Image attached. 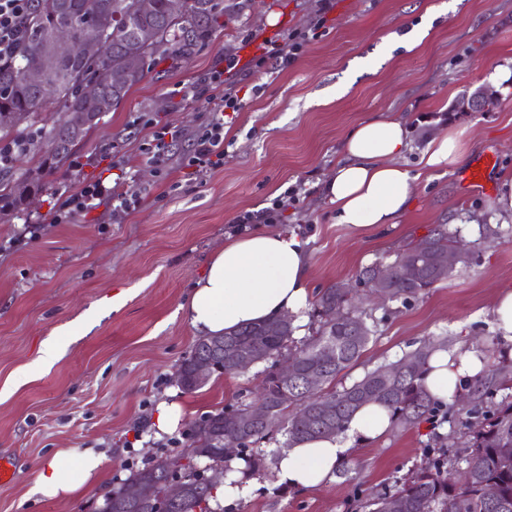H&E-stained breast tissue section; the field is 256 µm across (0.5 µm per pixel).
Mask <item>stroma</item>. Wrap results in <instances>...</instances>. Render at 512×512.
<instances>
[{"mask_svg": "<svg viewBox=\"0 0 512 512\" xmlns=\"http://www.w3.org/2000/svg\"><path fill=\"white\" fill-rule=\"evenodd\" d=\"M223 26L191 58L152 67L123 102L78 143L23 218L0 223V457L12 458L16 477L0 483V512H93L106 491L47 500L33 495L41 465L60 457L75 471L81 453H104L102 478L119 486L129 464H143L208 412L237 404L242 390H256L258 367L211 377L193 393L175 376L197 339L182 307L209 257L231 235L239 215L271 207L288 188L298 203L276 229L308 238L313 292L354 283L360 269L393 257L403 245L447 225L470 244L472 257L453 276L409 304L363 305L376 333L337 386L396 361L420 344L478 345L489 357L480 393L466 391V407L487 412L512 401V361L502 354L491 307L512 289V218L490 208L500 179L512 175V78L497 84V106L460 112L458 100L492 83L496 66L512 58V0H220ZM433 15L429 35L416 47L389 49L387 38ZM308 33L288 66L267 60L256 67L268 41ZM235 69H227L228 58ZM224 70V81L242 101L224 119V165L189 174L180 158L207 118V104L176 105L174 94L202 75ZM173 124L184 136L163 166L145 162L141 145L150 128L134 125L137 113ZM402 113L410 149L404 164L419 175L407 212L396 227L362 236L336 223L315 182L336 165L346 135L359 122ZM456 127L464 154L453 168L427 169L429 141ZM112 152L125 158L134 183L150 195L120 221L100 207L75 224L55 223L58 194L86 182H115L107 164L88 156ZM484 169L485 189L467 183L470 167ZM38 222L37 237L18 240L23 223ZM122 294L116 311L101 299ZM66 335L58 360L38 361L45 340ZM179 404L167 433L152 427L160 400ZM446 405L412 428L395 426L377 442L358 447L335 481L303 493L273 484L233 502L224 512H366L371 498L395 491L432 460L453 463L467 453V439Z\"/></svg>", "mask_w": 512, "mask_h": 512, "instance_id": "obj_1", "label": "stroma"}]
</instances>
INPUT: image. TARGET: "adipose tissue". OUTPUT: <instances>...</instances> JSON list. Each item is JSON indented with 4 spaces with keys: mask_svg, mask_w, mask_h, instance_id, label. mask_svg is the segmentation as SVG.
<instances>
[{
    "mask_svg": "<svg viewBox=\"0 0 512 512\" xmlns=\"http://www.w3.org/2000/svg\"><path fill=\"white\" fill-rule=\"evenodd\" d=\"M406 148L405 121L397 113L363 121L347 135L335 170L317 184L336 223L369 234L397 225L417 181L416 174L400 162ZM310 291L305 240L292 233L257 229L226 240L211 255L183 310L201 336H221L284 315L301 329L307 322ZM486 365L487 357L479 348H439L428 358L423 384L432 397L451 403L484 374ZM393 424L389 410L366 403L342 434L299 440L282 450L271 466L272 482L293 491L330 482L357 446L377 441ZM102 464V456L88 450L78 471L69 475L59 459H50L41 466L32 492L44 499L76 493L94 485Z\"/></svg>",
    "mask_w": 512,
    "mask_h": 512,
    "instance_id": "1",
    "label": "adipose tissue"
}]
</instances>
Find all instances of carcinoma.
Here are the masks:
<instances>
[{"label": "carcinoma", "mask_w": 512, "mask_h": 512, "mask_svg": "<svg viewBox=\"0 0 512 512\" xmlns=\"http://www.w3.org/2000/svg\"><path fill=\"white\" fill-rule=\"evenodd\" d=\"M45 2L33 0L13 55L0 62V142L16 146L12 160L0 166V218L4 220L21 211L29 190L41 193L48 185L46 181L28 183V172L17 168L16 162L25 157L35 159L37 168L48 177L64 164L75 144L63 129L39 126L46 100L25 78L27 70L40 62L39 32L64 26L77 45L84 30L83 18L92 13L97 17L100 33L109 42L105 56L99 60L76 48L55 65L53 101L62 111L71 112L79 106L82 81L123 59L140 27L148 26L156 35V51L149 61L185 59L212 34L213 22L223 13L214 0H183L182 11L176 18L168 13L167 0H149L150 10L140 16L130 13L127 0H66L68 9L63 12L44 8ZM426 240L432 244L431 254L420 253L413 245L396 253L390 261L393 276L388 301L406 304L447 279L434 265L433 255L455 249L463 240L443 227L430 230ZM413 263L419 264L420 269L416 278L407 281L401 277V271ZM294 333L291 324L280 330L257 324L224 334L223 374L238 373L234 369L236 357H265L259 401L271 416V423L257 419L249 428L241 427L240 415L250 412L256 406L254 401L208 412L184 433V451L163 453L141 468H131L129 481L145 475L166 481L179 471L187 478V491L174 512H215L211 502L217 498L218 487L193 474V470L201 462L223 460L219 447L223 435H235L239 440V457L254 464L256 458L247 454L248 447L272 432L281 433L287 446L304 437L336 435L345 431L357 408L371 399L390 409L397 424L405 427L438 410L439 403L422 384L430 354L426 346L366 372L340 390L331 388L336 378L357 362L376 333L372 314L353 303L352 289L333 285L320 291L308 335L297 338ZM330 342L336 343V357L326 359L322 351ZM210 355L211 339H198L190 357L180 365L179 382L186 380L197 359ZM279 356L295 357L299 374L293 378L280 375L276 369ZM388 374L394 376L389 387L385 384ZM202 424L208 426V432L199 429ZM458 425L470 434L464 481H459L458 470L439 463L416 473L394 493L369 502V512H494L485 498L489 486L496 488L499 501L508 505L507 512H512V403L483 414L481 420L467 411L458 418ZM109 512H149V508L128 500L119 489L112 493Z\"/></svg>", "instance_id": "cac0c4a2"}]
</instances>
